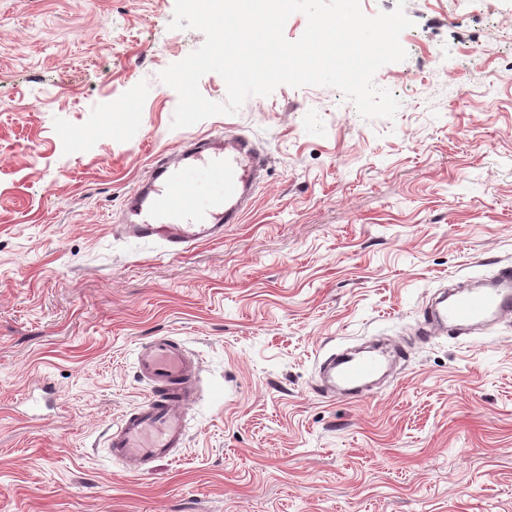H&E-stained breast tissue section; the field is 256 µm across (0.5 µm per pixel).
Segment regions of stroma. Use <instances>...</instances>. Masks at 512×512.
I'll return each instance as SVG.
<instances>
[{
	"label": "stroma",
	"mask_w": 512,
	"mask_h": 512,
	"mask_svg": "<svg viewBox=\"0 0 512 512\" xmlns=\"http://www.w3.org/2000/svg\"><path fill=\"white\" fill-rule=\"evenodd\" d=\"M174 5L0 0V512H512V318L415 335L512 262V0H361L413 22L374 76L394 118L282 85L180 129L160 74L204 35ZM221 132L268 157L242 222L177 258L128 238L157 155ZM160 335L202 393L133 477L106 437ZM375 340L407 352L384 384L318 392Z\"/></svg>",
	"instance_id": "1"
}]
</instances>
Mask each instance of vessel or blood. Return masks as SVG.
<instances>
[{
  "mask_svg": "<svg viewBox=\"0 0 512 512\" xmlns=\"http://www.w3.org/2000/svg\"><path fill=\"white\" fill-rule=\"evenodd\" d=\"M178 167L156 160L125 206V235L159 244L169 256L183 255L193 245L222 239L227 225L240 223L242 199L254 194L265 156L250 138L222 134L190 139L179 150ZM205 172L223 182L224 191L199 202L190 174ZM492 287L456 292L454 299L426 308L418 329L422 339L512 314V263L499 265ZM382 352H368L357 360L329 363L328 391L357 393L365 380L386 364ZM140 380L151 387L149 398L127 411L108 436L113 459L137 475L160 460L175 457L187 444L183 417L193 400L200 374L198 361L173 337L156 336L137 354Z\"/></svg>",
  "mask_w": 512,
  "mask_h": 512,
  "instance_id": "vessel-or-blood-1",
  "label": "vessel or blood"
}]
</instances>
